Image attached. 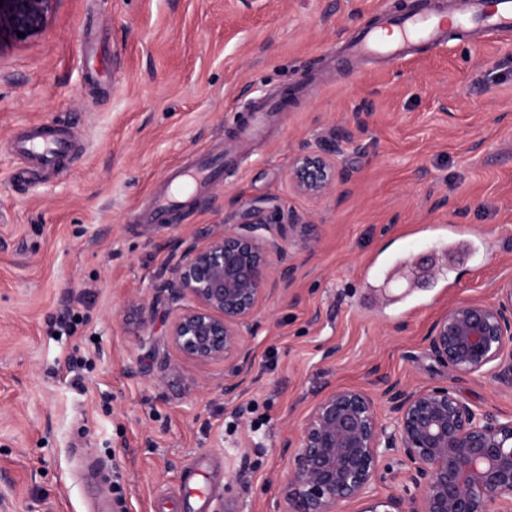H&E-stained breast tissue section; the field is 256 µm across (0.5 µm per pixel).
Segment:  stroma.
Segmentation results:
<instances>
[{
    "mask_svg": "<svg viewBox=\"0 0 512 512\" xmlns=\"http://www.w3.org/2000/svg\"><path fill=\"white\" fill-rule=\"evenodd\" d=\"M396 4L58 0L42 35L0 50V512H169L194 464L206 512H284L282 444L312 397L378 376L512 417V384L450 380L423 342L448 305L496 301L512 277V35L349 62V38ZM287 85V111L239 143L253 102ZM35 127L70 148L32 176L10 145ZM348 128L346 193L294 192L292 154ZM227 153L166 227L141 222L171 169ZM277 208L310 216L317 243L287 242L296 279L265 302L251 376L228 397L223 362L168 344L155 280L170 242ZM451 225L462 242L445 254ZM68 307L78 322L56 335ZM93 455L121 495L88 482ZM415 494L390 453L373 497Z\"/></svg>",
    "mask_w": 512,
    "mask_h": 512,
    "instance_id": "35a3bbf8",
    "label": "stroma"
}]
</instances>
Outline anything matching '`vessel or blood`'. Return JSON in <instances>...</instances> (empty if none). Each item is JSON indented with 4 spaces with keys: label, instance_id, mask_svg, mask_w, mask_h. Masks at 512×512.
<instances>
[{
    "label": "vessel or blood",
    "instance_id": "obj_1",
    "mask_svg": "<svg viewBox=\"0 0 512 512\" xmlns=\"http://www.w3.org/2000/svg\"><path fill=\"white\" fill-rule=\"evenodd\" d=\"M454 31L474 34H512V0H497L494 7H486L484 0H462L459 7L446 11L439 0H416L404 12L383 14L377 24H365L358 29L349 42L351 60L375 58L394 63L405 59L418 46H439ZM280 103L258 101L242 123L245 138L258 136L266 113L280 111ZM13 148L39 167L57 166L66 143L49 134L45 129L35 128ZM216 174L215 161L203 156L188 167L172 170L164 184L157 188L151 208L145 213L146 222L164 226L167 215L179 207L183 196L193 188L205 186Z\"/></svg>",
    "mask_w": 512,
    "mask_h": 512
}]
</instances>
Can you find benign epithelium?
<instances>
[{
  "label": "benign epithelium",
  "mask_w": 512,
  "mask_h": 512,
  "mask_svg": "<svg viewBox=\"0 0 512 512\" xmlns=\"http://www.w3.org/2000/svg\"><path fill=\"white\" fill-rule=\"evenodd\" d=\"M56 3L0 0V50L5 40L21 46L41 35ZM351 140V131L335 130L315 147H301L288 163V183L313 199L337 192L352 178L353 169L336 164ZM310 226L292 211L246 213L233 226L207 227L200 245L171 249L157 284L172 301L183 302L171 317L169 342L184 361L228 365V397L252 366L248 337L263 302L277 287H288L296 270L284 242L309 239ZM424 341L454 377L494 370L512 383V279L498 285L494 302L448 306ZM380 384L387 424L375 399L361 389L331 388L316 396L297 436L282 444L288 455L287 512H344L356 501L365 504L360 512H512V419L477 416L448 385ZM385 449L413 465L417 496L371 497Z\"/></svg>",
  "instance_id": "7a95c632"
}]
</instances>
